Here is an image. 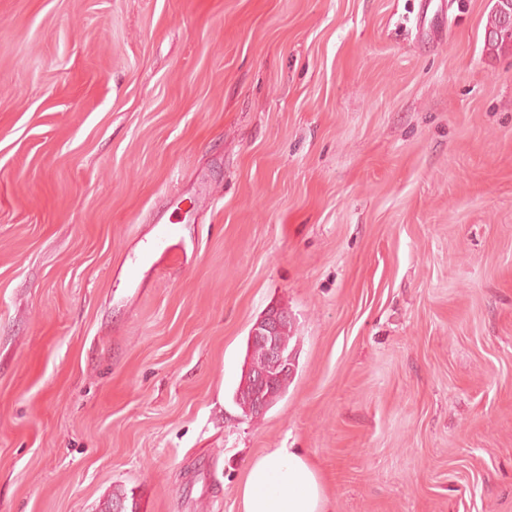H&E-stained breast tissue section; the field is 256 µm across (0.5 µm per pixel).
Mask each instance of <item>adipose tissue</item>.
I'll return each instance as SVG.
<instances>
[{"instance_id":"ef3b65f1","label":"adipose tissue","mask_w":512,"mask_h":512,"mask_svg":"<svg viewBox=\"0 0 512 512\" xmlns=\"http://www.w3.org/2000/svg\"><path fill=\"white\" fill-rule=\"evenodd\" d=\"M240 499L241 512H326L320 479L297 448H275L258 458Z\"/></svg>"}]
</instances>
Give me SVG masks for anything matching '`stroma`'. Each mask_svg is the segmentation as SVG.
<instances>
[{"instance_id": "35a3bbf8", "label": "stroma", "mask_w": 512, "mask_h": 512, "mask_svg": "<svg viewBox=\"0 0 512 512\" xmlns=\"http://www.w3.org/2000/svg\"><path fill=\"white\" fill-rule=\"evenodd\" d=\"M494 2L0 0V512H240L274 448L328 512H512ZM285 322H288V316L282 317L278 310L271 309L254 324L251 330V349L254 345H259L264 349L266 356V368L262 371L250 373L251 381L258 392V398L254 406V413L256 414L266 411L269 401L276 397V379L288 370L293 371L295 368L294 355H292L294 348L290 347V341L293 337L290 335L291 326ZM280 327L281 341L286 352L288 354L292 353L290 355L285 354L279 342L277 334Z\"/></svg>"}]
</instances>
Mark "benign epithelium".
<instances>
[{
  "label": "benign epithelium",
  "mask_w": 512,
  "mask_h": 512,
  "mask_svg": "<svg viewBox=\"0 0 512 512\" xmlns=\"http://www.w3.org/2000/svg\"><path fill=\"white\" fill-rule=\"evenodd\" d=\"M288 321L278 311L266 312L253 326L250 345H259L264 349L266 368L250 373L251 381L258 392L254 413L260 414L268 409V403L276 397V379L295 368L294 355L285 354L278 338L281 325Z\"/></svg>",
  "instance_id": "benign-epithelium-1"
}]
</instances>
